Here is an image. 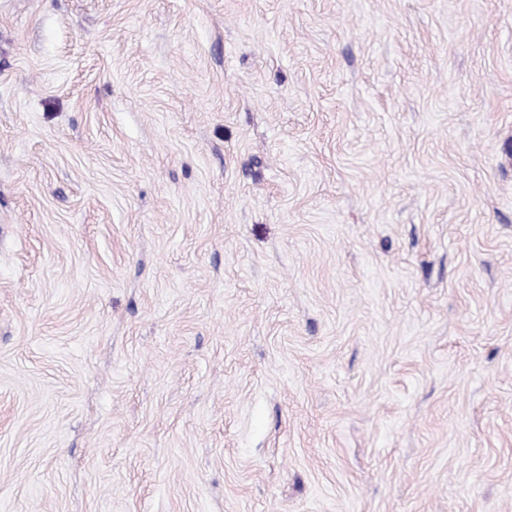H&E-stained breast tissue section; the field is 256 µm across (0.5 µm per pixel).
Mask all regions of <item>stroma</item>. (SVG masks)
<instances>
[{"instance_id": "stroma-1", "label": "stroma", "mask_w": 512, "mask_h": 512, "mask_svg": "<svg viewBox=\"0 0 512 512\" xmlns=\"http://www.w3.org/2000/svg\"><path fill=\"white\" fill-rule=\"evenodd\" d=\"M0 512H512V0H0Z\"/></svg>"}]
</instances>
